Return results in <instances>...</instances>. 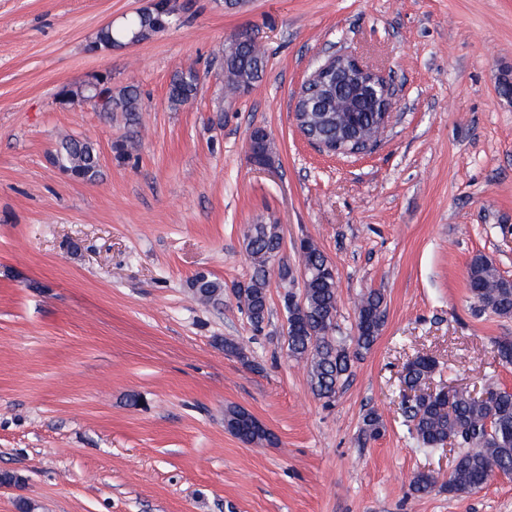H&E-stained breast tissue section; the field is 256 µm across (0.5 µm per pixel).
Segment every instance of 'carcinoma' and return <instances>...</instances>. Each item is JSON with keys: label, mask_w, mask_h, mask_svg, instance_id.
<instances>
[{"label": "carcinoma", "mask_w": 512, "mask_h": 512, "mask_svg": "<svg viewBox=\"0 0 512 512\" xmlns=\"http://www.w3.org/2000/svg\"><path fill=\"white\" fill-rule=\"evenodd\" d=\"M143 27V18L130 16L121 27L107 25L96 35L98 47L110 50L127 44L134 32ZM265 52L257 43L229 44V51L222 56L225 87L232 94L240 93L243 86H254L265 73ZM106 104L102 112H124L130 116L142 110L138 87L128 85L118 92L112 86L102 85ZM199 93L198 73L192 68L173 72L168 91L170 107L179 109L192 103ZM360 137L378 141L379 124L375 114L366 110L357 113ZM350 113H336V126L324 132V138L336 139L340 147L347 146L350 136ZM54 164L74 168L79 179L95 181L101 174L99 152L96 144L88 139L71 135L62 137L53 153ZM282 239L275 224H253L245 235V250L253 271L249 280L237 285L236 296L240 307L247 314L257 331H262L269 315L268 284L272 257L279 254ZM299 269L306 273L304 282L305 305L291 308L284 296L288 314V355L308 366L309 387L319 400L331 403L348 380L351 353L345 340L336 335L338 311V282L326 272L330 261L311 240L299 245ZM467 286L475 307L502 318H512V279L500 274L493 263L483 255L474 256L466 269ZM193 294L202 302L217 304L224 296V284L197 276L192 282ZM384 295L370 289L362 294L356 306V353L368 351L378 339L385 318ZM494 358L499 363L512 365V337L495 339ZM436 362L429 356H417L408 361L400 375V383L411 388L421 387L427 394L416 400H402L408 431L420 447L434 450L445 446L452 438L458 439L462 450L448 479L439 482L434 475L417 472L410 478L412 493L428 495L440 486L452 496L469 494L480 489L495 473L512 475V393L502 392L494 400H478L467 391H458L452 399L431 392L435 379ZM244 414L237 406L224 409V428L246 444L274 442L270 432L242 435L234 423ZM385 429L381 416L371 411L363 418L362 435L376 439Z\"/></svg>", "instance_id": "obj_1"}]
</instances>
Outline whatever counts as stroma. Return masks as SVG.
I'll list each match as a JSON object with an SVG mask.
<instances>
[{
	"label": "stroma",
	"instance_id": "stroma-1",
	"mask_svg": "<svg viewBox=\"0 0 512 512\" xmlns=\"http://www.w3.org/2000/svg\"><path fill=\"white\" fill-rule=\"evenodd\" d=\"M144 0H0V512H512V478L455 497L412 494L422 471L447 478L448 449L426 451L403 423L399 377L419 354L439 384L512 388L492 342L512 318L476 310L477 254L512 279V0H183L174 26L136 45L89 48ZM241 33L268 63L247 95H227L217 58ZM360 57L394 83L379 146L339 158L296 128L293 99L328 54ZM200 91L168 103L171 73ZM138 86L136 121L61 104L93 75ZM265 128L275 167L248 156ZM92 140L101 175L65 177L61 136ZM278 221L282 263L312 240L336 268L337 325L381 290L375 345L354 357L332 405L288 356L285 293L270 274V316L254 332L235 295L251 224ZM223 281L199 302L196 274ZM242 347L225 352V340ZM237 405L277 437L224 429ZM385 433L364 439L362 420ZM198 73L192 68L176 69L170 79L168 101L172 109L192 103L200 89ZM245 410L237 407V406H228L224 409V428L240 439L242 442L246 444L252 443H268L272 444L274 442V436L271 432H264L260 434H246L242 435L239 431L234 428V423L238 421V418L245 414Z\"/></svg>",
	"mask_w": 512,
	"mask_h": 512
}]
</instances>
